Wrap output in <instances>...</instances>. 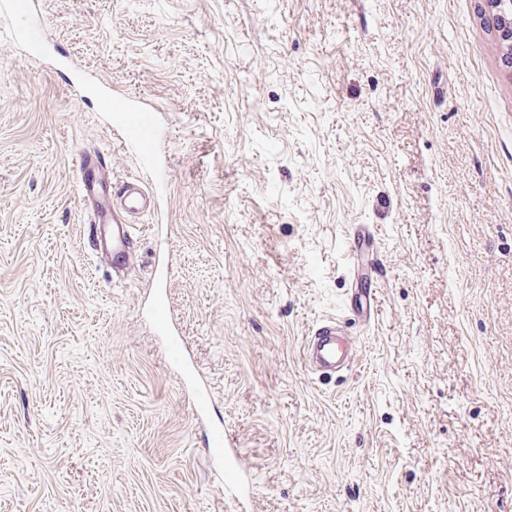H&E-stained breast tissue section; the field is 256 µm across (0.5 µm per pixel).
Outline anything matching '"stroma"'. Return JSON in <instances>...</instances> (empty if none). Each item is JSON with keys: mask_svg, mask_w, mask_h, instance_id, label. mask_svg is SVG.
<instances>
[{"mask_svg": "<svg viewBox=\"0 0 512 512\" xmlns=\"http://www.w3.org/2000/svg\"><path fill=\"white\" fill-rule=\"evenodd\" d=\"M36 2L40 61L0 13V512H512V80L476 0ZM117 93L167 129L123 280L75 193L84 148L155 183ZM366 287L352 370L307 371ZM373 234L366 224H355L352 228L347 254L349 268L354 276L359 274L363 265L370 270L376 268L379 263V256L373 247Z\"/></svg>", "mask_w": 512, "mask_h": 512, "instance_id": "obj_1", "label": "stroma"}]
</instances>
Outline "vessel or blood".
<instances>
[{
	"label": "vessel or blood",
	"mask_w": 512,
	"mask_h": 512,
	"mask_svg": "<svg viewBox=\"0 0 512 512\" xmlns=\"http://www.w3.org/2000/svg\"><path fill=\"white\" fill-rule=\"evenodd\" d=\"M0 10L22 15L23 20L12 32L13 40L22 42L36 58L46 51L43 29L31 19L30 0H0ZM130 133L127 143L134 145L144 164L155 166L154 146L166 136L151 110L132 109L123 116ZM77 196L90 209L88 237L94 249L111 259L112 269L126 271L138 240L135 217L154 211L153 190L132 181H116L109 176L106 165L97 153L83 152L76 171ZM347 254L349 268H376L379 256L373 247V234L368 225H354L349 237ZM301 357L305 368L319 376H335L346 371L356 361V344L348 326L340 319L323 321L305 336Z\"/></svg>",
	"instance_id": "obj_1"
}]
</instances>
